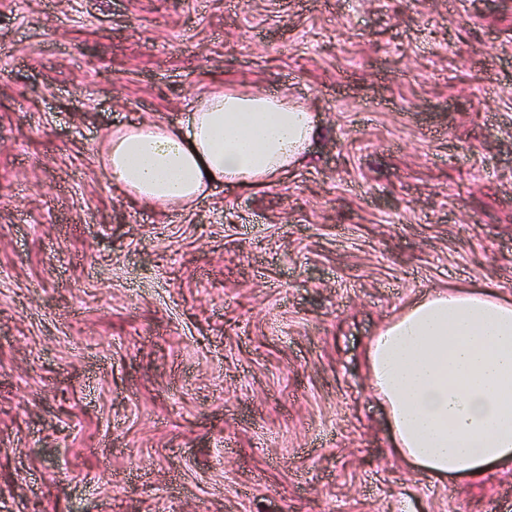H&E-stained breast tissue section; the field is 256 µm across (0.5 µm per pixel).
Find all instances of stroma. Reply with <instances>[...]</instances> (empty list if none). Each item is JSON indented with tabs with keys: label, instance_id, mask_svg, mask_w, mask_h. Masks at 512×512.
Segmentation results:
<instances>
[{
	"label": "stroma",
	"instance_id": "35a3bbf8",
	"mask_svg": "<svg viewBox=\"0 0 512 512\" xmlns=\"http://www.w3.org/2000/svg\"><path fill=\"white\" fill-rule=\"evenodd\" d=\"M222 87L316 112L269 187L148 208L112 131ZM512 296V0L0 5V512H512L412 471L364 347Z\"/></svg>",
	"mask_w": 512,
	"mask_h": 512
}]
</instances>
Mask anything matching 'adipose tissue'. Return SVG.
Segmentation results:
<instances>
[{
  "label": "adipose tissue",
  "mask_w": 512,
  "mask_h": 512,
  "mask_svg": "<svg viewBox=\"0 0 512 512\" xmlns=\"http://www.w3.org/2000/svg\"><path fill=\"white\" fill-rule=\"evenodd\" d=\"M317 133L313 113L286 97L219 90L199 98L185 127L113 132L103 165L144 205L188 207L214 184H276ZM364 358L397 455L437 478L512 469V297L429 293L388 321Z\"/></svg>",
  "instance_id": "adipose-tissue-1"
}]
</instances>
